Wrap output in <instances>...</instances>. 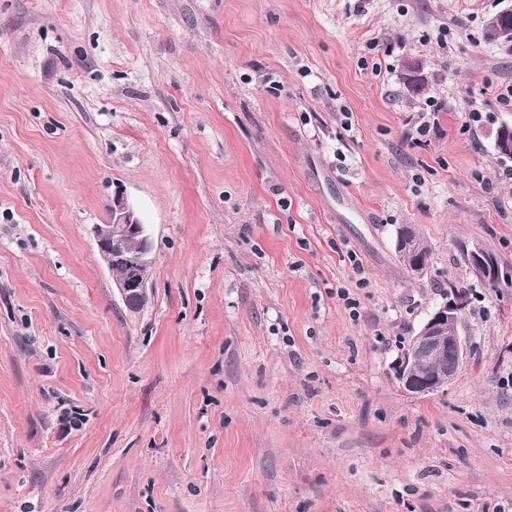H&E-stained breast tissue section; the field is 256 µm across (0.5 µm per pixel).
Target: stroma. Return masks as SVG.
Here are the masks:
<instances>
[{
  "mask_svg": "<svg viewBox=\"0 0 512 512\" xmlns=\"http://www.w3.org/2000/svg\"><path fill=\"white\" fill-rule=\"evenodd\" d=\"M500 6L0 0V512H512V288L459 250L512 265ZM119 189L138 311L87 233ZM453 286L466 359L408 395ZM89 233L101 260L111 271L133 250L125 269L116 275L115 286L127 309H142L150 300L154 241L148 225L140 221L134 203L123 191H115L110 205V221L108 224H91ZM415 231L417 232L415 225L398 224L395 229V250L402 260L403 257L408 256L413 247L412 254L422 256L429 261V248L420 235L415 237L413 246V234ZM466 259L474 274L485 285L491 288H512V266L504 265L498 261L499 274L492 276L496 270V260L493 254L484 245L474 243L465 248ZM491 277V278H489Z\"/></svg>",
  "mask_w": 512,
  "mask_h": 512,
  "instance_id": "35a3bbf8",
  "label": "stroma"
}]
</instances>
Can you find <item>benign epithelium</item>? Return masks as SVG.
<instances>
[{
    "label": "benign epithelium",
    "mask_w": 512,
    "mask_h": 512,
    "mask_svg": "<svg viewBox=\"0 0 512 512\" xmlns=\"http://www.w3.org/2000/svg\"><path fill=\"white\" fill-rule=\"evenodd\" d=\"M502 7L489 18L487 27L495 40L512 45V0H502ZM495 149L512 156V122L501 123L493 132ZM413 224H399L395 229V250L408 256L413 247ZM89 233L99 256L108 269L132 253L125 269L116 275L115 286L125 307L142 309L150 300V279L154 266V241L148 225L142 223L134 203L122 191L112 195L110 221L93 224ZM466 259L479 278H489L496 270V260L484 245L465 248ZM465 302L453 297L437 305L411 336L406 349L393 363L394 378L407 393L425 396L448 384L466 356V344L460 333L461 310Z\"/></svg>",
    "instance_id": "obj_1"
}]
</instances>
